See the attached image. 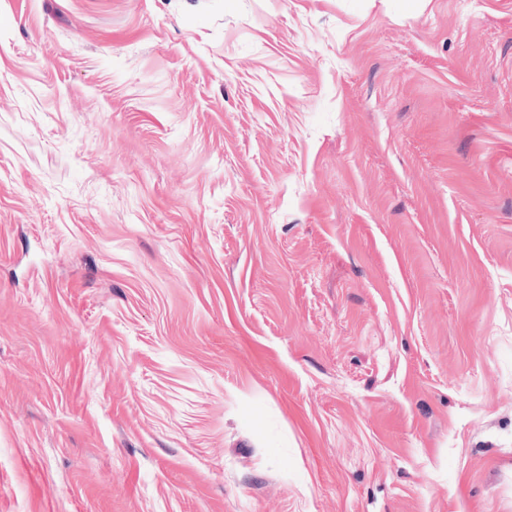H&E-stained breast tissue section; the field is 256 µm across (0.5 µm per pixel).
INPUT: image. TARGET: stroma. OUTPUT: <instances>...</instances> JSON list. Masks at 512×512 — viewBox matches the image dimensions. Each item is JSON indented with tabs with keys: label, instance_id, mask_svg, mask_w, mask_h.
<instances>
[{
	"label": "stroma",
	"instance_id": "obj_1",
	"mask_svg": "<svg viewBox=\"0 0 512 512\" xmlns=\"http://www.w3.org/2000/svg\"><path fill=\"white\" fill-rule=\"evenodd\" d=\"M0 512H512V0H0Z\"/></svg>",
	"mask_w": 512,
	"mask_h": 512
}]
</instances>
